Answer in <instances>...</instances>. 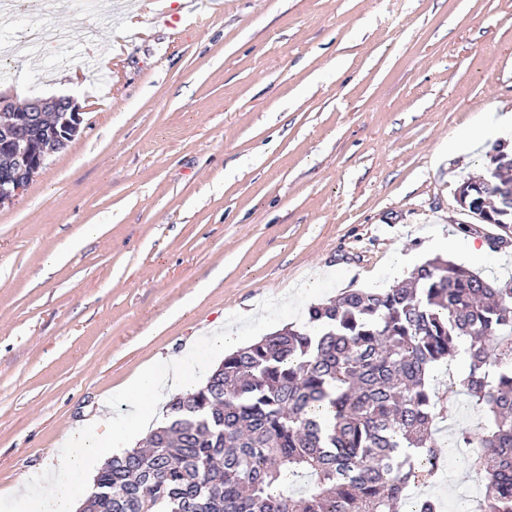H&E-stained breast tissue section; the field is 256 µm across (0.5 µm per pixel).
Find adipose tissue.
<instances>
[{
    "instance_id": "obj_1",
    "label": "adipose tissue",
    "mask_w": 512,
    "mask_h": 512,
    "mask_svg": "<svg viewBox=\"0 0 512 512\" xmlns=\"http://www.w3.org/2000/svg\"><path fill=\"white\" fill-rule=\"evenodd\" d=\"M195 386L193 376L178 361L163 372L141 370L130 383L129 421L115 422L103 410L81 429L70 431L69 457L47 462L38 474L24 477L11 493L12 512H74L77 497L71 476L86 474L106 451L119 453L129 448L134 432L157 423V406L169 393L188 392Z\"/></svg>"
}]
</instances>
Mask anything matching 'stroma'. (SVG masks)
<instances>
[{
    "label": "stroma",
    "instance_id": "35a3bbf8",
    "mask_svg": "<svg viewBox=\"0 0 512 512\" xmlns=\"http://www.w3.org/2000/svg\"><path fill=\"white\" fill-rule=\"evenodd\" d=\"M38 21L68 41L0 73V91L74 97L83 123L0 205V512L101 400L126 419L142 366L190 342L201 382L224 332L239 347L389 287L438 236L465 262L456 189L499 138L458 134L512 109V0H171L157 19L20 0L0 46ZM447 405L437 496L475 512L457 432L480 415Z\"/></svg>",
    "mask_w": 512,
    "mask_h": 512
}]
</instances>
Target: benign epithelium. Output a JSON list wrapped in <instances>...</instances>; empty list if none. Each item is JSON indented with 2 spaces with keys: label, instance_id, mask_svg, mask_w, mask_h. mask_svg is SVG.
<instances>
[{
  "label": "benign epithelium",
  "instance_id": "7a95c632",
  "mask_svg": "<svg viewBox=\"0 0 512 512\" xmlns=\"http://www.w3.org/2000/svg\"><path fill=\"white\" fill-rule=\"evenodd\" d=\"M82 123V109L71 96L35 98L18 108L0 93V158L17 160L0 168V204L17 197L42 168L45 143L67 147Z\"/></svg>",
  "mask_w": 512,
  "mask_h": 512
}]
</instances>
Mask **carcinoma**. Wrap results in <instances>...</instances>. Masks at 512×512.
<instances>
[{
    "label": "carcinoma",
    "instance_id": "obj_1",
    "mask_svg": "<svg viewBox=\"0 0 512 512\" xmlns=\"http://www.w3.org/2000/svg\"><path fill=\"white\" fill-rule=\"evenodd\" d=\"M512 156L497 145L459 188L512 226ZM448 370V391L433 380ZM478 405L462 430L483 476L479 512H512V278L488 279L435 257L410 282L349 289L224 356L174 397L149 447L110 457L83 512H442L409 497L443 465L435 426L447 394ZM307 484L298 493L295 479Z\"/></svg>",
    "mask_w": 512,
    "mask_h": 512
}]
</instances>
